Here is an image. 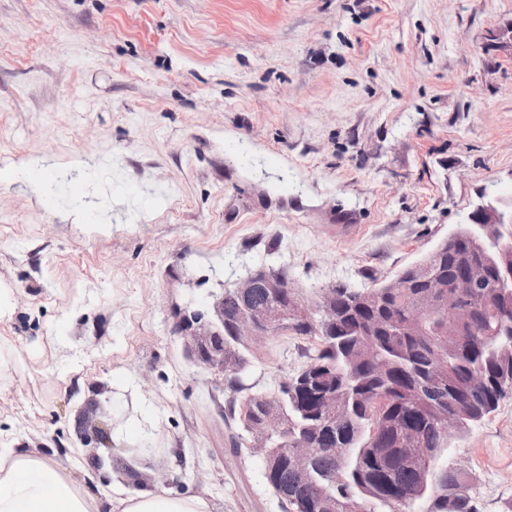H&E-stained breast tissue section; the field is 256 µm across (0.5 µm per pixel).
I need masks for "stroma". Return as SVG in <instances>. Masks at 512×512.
I'll return each instance as SVG.
<instances>
[{
	"label": "stroma",
	"mask_w": 512,
	"mask_h": 512,
	"mask_svg": "<svg viewBox=\"0 0 512 512\" xmlns=\"http://www.w3.org/2000/svg\"><path fill=\"white\" fill-rule=\"evenodd\" d=\"M510 23L512 0H0V169L24 171L0 178V448L104 500L282 512L179 312L270 262L308 291L388 282L512 199ZM306 345L268 338L249 384ZM80 422L150 449L137 480L101 481ZM448 455L499 512L512 395ZM109 512H211L202 496L171 497L145 492L129 499L112 500Z\"/></svg>",
	"instance_id": "1"
}]
</instances>
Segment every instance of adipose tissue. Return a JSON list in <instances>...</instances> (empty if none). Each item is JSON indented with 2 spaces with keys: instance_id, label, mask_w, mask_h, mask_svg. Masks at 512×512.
Instances as JSON below:
<instances>
[{
  "instance_id": "1",
  "label": "adipose tissue",
  "mask_w": 512,
  "mask_h": 512,
  "mask_svg": "<svg viewBox=\"0 0 512 512\" xmlns=\"http://www.w3.org/2000/svg\"><path fill=\"white\" fill-rule=\"evenodd\" d=\"M101 503L53 461L0 451V512H101ZM110 512H211L202 496L146 492L113 501Z\"/></svg>"
}]
</instances>
